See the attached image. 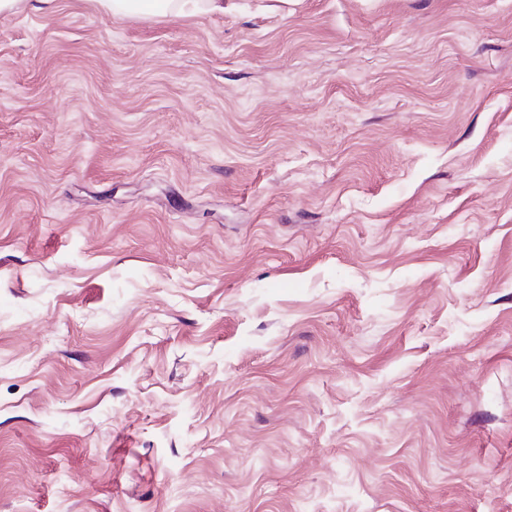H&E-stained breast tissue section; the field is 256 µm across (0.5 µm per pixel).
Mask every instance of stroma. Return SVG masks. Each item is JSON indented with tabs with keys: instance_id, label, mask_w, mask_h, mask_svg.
Returning <instances> with one entry per match:
<instances>
[{
	"instance_id": "obj_1",
	"label": "stroma",
	"mask_w": 512,
	"mask_h": 512,
	"mask_svg": "<svg viewBox=\"0 0 512 512\" xmlns=\"http://www.w3.org/2000/svg\"><path fill=\"white\" fill-rule=\"evenodd\" d=\"M0 512H512V0L0 14Z\"/></svg>"
}]
</instances>
